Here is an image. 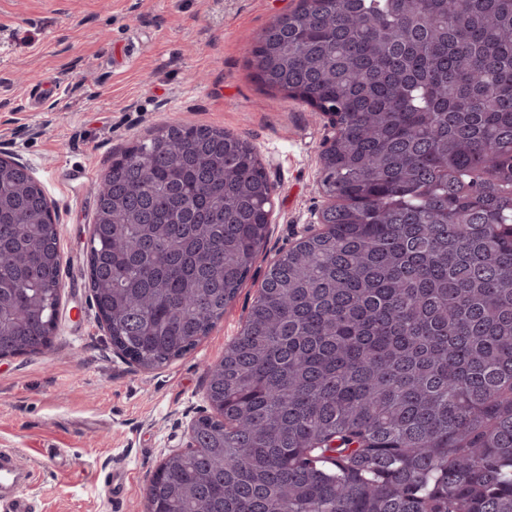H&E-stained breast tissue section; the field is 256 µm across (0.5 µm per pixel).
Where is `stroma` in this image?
<instances>
[{"instance_id":"35a3bbf8","label":"stroma","mask_w":512,"mask_h":512,"mask_svg":"<svg viewBox=\"0 0 512 512\" xmlns=\"http://www.w3.org/2000/svg\"><path fill=\"white\" fill-rule=\"evenodd\" d=\"M297 0H0V151L31 167L59 221L62 298L48 350L0 361V449L34 471L35 512H141L148 479L190 422L211 414L207 371L239 335L282 250L318 232L328 119L258 85L245 50ZM227 130L273 185L262 253L198 347L140 369L116 354L89 284L100 177L165 125ZM83 171L70 181L68 170ZM60 449L55 467L47 449ZM125 480L106 502L104 480Z\"/></svg>"}]
</instances>
